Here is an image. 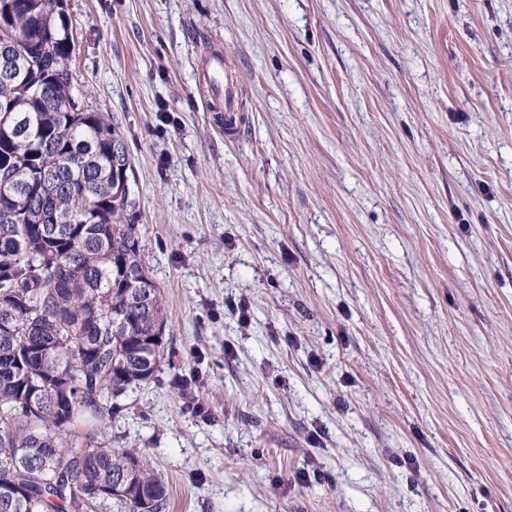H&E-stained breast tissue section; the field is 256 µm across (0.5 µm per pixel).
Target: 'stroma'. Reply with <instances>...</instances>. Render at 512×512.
Here are the masks:
<instances>
[{"label":"stroma","instance_id":"obj_1","mask_svg":"<svg viewBox=\"0 0 512 512\" xmlns=\"http://www.w3.org/2000/svg\"><path fill=\"white\" fill-rule=\"evenodd\" d=\"M68 8L168 314L104 439L165 512H512V0ZM205 95L210 108H220L224 113V129L233 130L236 126L237 84L224 72V57L212 54L206 64L203 76ZM223 104V111H222Z\"/></svg>","mask_w":512,"mask_h":512}]
</instances>
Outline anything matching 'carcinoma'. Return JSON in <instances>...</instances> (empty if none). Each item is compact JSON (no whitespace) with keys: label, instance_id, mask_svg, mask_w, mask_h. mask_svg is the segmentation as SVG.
<instances>
[{"label":"carcinoma","instance_id":"1","mask_svg":"<svg viewBox=\"0 0 512 512\" xmlns=\"http://www.w3.org/2000/svg\"><path fill=\"white\" fill-rule=\"evenodd\" d=\"M6 50L29 79L0 76V490L16 494L0 512L105 501L126 476L129 512H162L150 463L76 430L104 428L165 360L127 141L75 85L67 0H0Z\"/></svg>","mask_w":512,"mask_h":512}]
</instances>
